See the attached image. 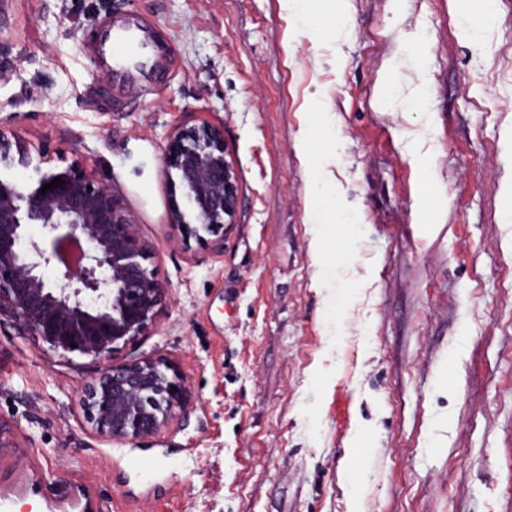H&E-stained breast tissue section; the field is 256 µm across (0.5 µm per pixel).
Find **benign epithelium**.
<instances>
[{
    "label": "benign epithelium",
    "instance_id": "1",
    "mask_svg": "<svg viewBox=\"0 0 512 512\" xmlns=\"http://www.w3.org/2000/svg\"><path fill=\"white\" fill-rule=\"evenodd\" d=\"M45 163L33 162L24 142L0 129V165L36 174L28 183L0 177V321L35 337L46 354L91 358L98 370L81 408L98 434L154 436L183 405L186 388L163 362L118 360L161 302L163 288L144 264L151 246L105 181L73 167L44 172ZM163 168L189 203L172 209L170 223L198 241H220L237 208L223 132L213 126L174 132ZM57 177L63 184L41 192ZM34 226L52 234L50 244L31 237Z\"/></svg>",
    "mask_w": 512,
    "mask_h": 512
}]
</instances>
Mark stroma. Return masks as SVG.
<instances>
[{
	"label": "stroma",
	"mask_w": 512,
	"mask_h": 512,
	"mask_svg": "<svg viewBox=\"0 0 512 512\" xmlns=\"http://www.w3.org/2000/svg\"><path fill=\"white\" fill-rule=\"evenodd\" d=\"M0 0V129L122 198L164 293L125 360L189 394L110 440L90 358L0 325L16 512H512V0ZM163 76L113 78V24ZM393 106H385L386 98ZM224 132V244L172 227L169 136ZM308 140L349 224L315 223Z\"/></svg>",
	"instance_id": "35a3bbf8"
}]
</instances>
